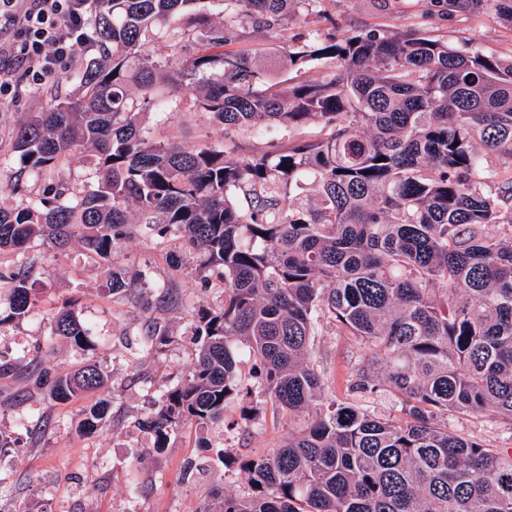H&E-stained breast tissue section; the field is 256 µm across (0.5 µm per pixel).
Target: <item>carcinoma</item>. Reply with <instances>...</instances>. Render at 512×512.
Masks as SVG:
<instances>
[{
	"instance_id": "cac0c4a2",
	"label": "carcinoma",
	"mask_w": 512,
	"mask_h": 512,
	"mask_svg": "<svg viewBox=\"0 0 512 512\" xmlns=\"http://www.w3.org/2000/svg\"><path fill=\"white\" fill-rule=\"evenodd\" d=\"M223 16L194 0H96L99 54L58 82L56 95L13 136L31 169L71 166L96 152V182L57 180L0 207V252L73 239L108 263L112 293L148 285L126 276L112 248L137 233L174 235L196 258L201 283L224 281V303L196 311L200 339L186 378L141 422L164 448L181 424L224 421L244 403L237 350L259 362L272 404L306 416L269 454L239 461L250 493L224 495L220 512H512V451L448 430L446 418L483 414L512 423V59L456 51L421 30H358L271 54L273 69L232 48L239 30H288L297 6L324 0H222ZM158 33L181 65L146 56ZM290 73L288 83L275 74ZM189 105L224 130V148L156 139L145 112ZM316 121L318 135L296 131ZM270 129L282 141L250 149ZM32 267L0 271L9 311L33 305ZM357 337L369 358L349 389L398 395L399 422L327 399L311 361L324 320ZM52 335L94 347L71 306ZM171 341L158 322L147 351ZM94 364L36 374L67 402L102 388ZM110 403L85 411L101 427Z\"/></svg>"
}]
</instances>
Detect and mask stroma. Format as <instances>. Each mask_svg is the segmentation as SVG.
<instances>
[{
  "label": "stroma",
  "instance_id": "obj_1",
  "mask_svg": "<svg viewBox=\"0 0 512 512\" xmlns=\"http://www.w3.org/2000/svg\"><path fill=\"white\" fill-rule=\"evenodd\" d=\"M324 7L332 22L302 13L287 31H250L239 46L264 58L271 48L295 44L313 29L324 37L370 28L390 36L419 29L459 51L478 48L512 58V20L487 8L460 14L448 11L445 0H326ZM69 91L53 78L20 102H0V207L17 204L18 195L10 191L16 180H23L31 193L44 183L41 174L23 169L14 152L15 127L30 113L44 111L54 94ZM145 123L156 136L185 148L224 144L221 128L185 103L169 119L147 113ZM178 248L172 239L136 236L118 242L112 253L114 265L149 266L157 286L170 287L165 297L149 288L131 296L112 295L103 260L80 243L60 253L40 243L27 249L35 304L26 317L0 325V355L20 361L19 367L0 373V433L15 442L0 457V512H197L202 502L219 503L221 493L248 492L236 459L273 451L300 430L302 419L275 410L254 358L243 351L239 371L259 410L258 420L242 419L240 404L233 401L224 409L223 424L186 423L167 448L155 449L153 435L141 422L161 395L187 375L199 347L191 329L193 316L199 308L217 305L224 292L217 278L198 286L193 263L173 265L169 255ZM66 305L75 306L89 325L93 349L52 336V317ZM152 320L165 325L172 341L148 352L142 338ZM365 354L356 337L335 324H323L313 359L327 397L400 418L401 406L389 393L361 396L349 391L353 368ZM89 363L110 378L103 395L60 403L33 383L36 370L59 375ZM100 397L112 402L106 426L81 433L85 409ZM448 427L493 448H512V426L505 423L480 415L452 416Z\"/></svg>",
  "mask_w": 512,
  "mask_h": 512
}]
</instances>
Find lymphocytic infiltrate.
<instances>
[{
    "label": "lymphocytic infiltrate",
    "mask_w": 512,
    "mask_h": 512,
    "mask_svg": "<svg viewBox=\"0 0 512 512\" xmlns=\"http://www.w3.org/2000/svg\"><path fill=\"white\" fill-rule=\"evenodd\" d=\"M91 0H0V100L16 101L34 86L72 63L81 48H91L87 18ZM21 67L24 78L13 70Z\"/></svg>",
    "instance_id": "1"
}]
</instances>
